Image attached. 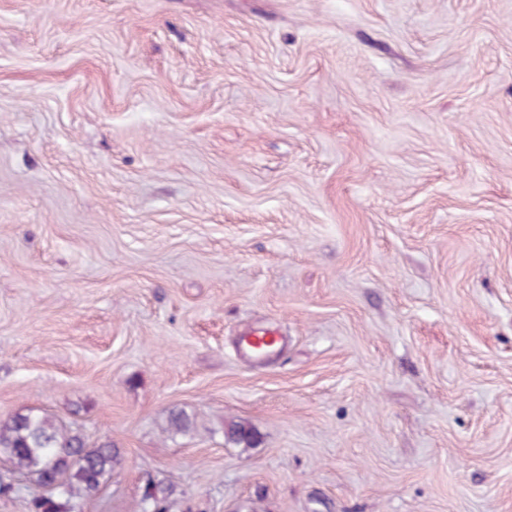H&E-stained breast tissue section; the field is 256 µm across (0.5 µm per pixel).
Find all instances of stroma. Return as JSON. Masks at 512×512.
<instances>
[{"label":"stroma","instance_id":"35a3bbf8","mask_svg":"<svg viewBox=\"0 0 512 512\" xmlns=\"http://www.w3.org/2000/svg\"><path fill=\"white\" fill-rule=\"evenodd\" d=\"M30 410L119 449L81 512H512V0H0ZM197 429V418L183 409L172 410L167 418V430L172 435H188ZM224 437L228 442L244 448H252L258 438L252 427L243 421H230L224 424ZM175 487L164 481L151 480L145 487L142 498L137 504V512H169Z\"/></svg>","mask_w":512,"mask_h":512}]
</instances>
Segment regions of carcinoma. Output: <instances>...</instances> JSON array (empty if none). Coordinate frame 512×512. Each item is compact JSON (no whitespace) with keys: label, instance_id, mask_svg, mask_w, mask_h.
Segmentation results:
<instances>
[{"label":"carcinoma","instance_id":"1","mask_svg":"<svg viewBox=\"0 0 512 512\" xmlns=\"http://www.w3.org/2000/svg\"><path fill=\"white\" fill-rule=\"evenodd\" d=\"M196 429V416L182 409L169 413V433L188 435ZM224 437L245 448L258 442L252 427L243 421L224 424ZM0 459L43 489L28 501L29 512H75L77 502L96 496L111 479L120 453L110 442L91 446L80 429L28 411L0 419ZM174 494L172 484L152 480L137 504V512H169Z\"/></svg>","mask_w":512,"mask_h":512}]
</instances>
